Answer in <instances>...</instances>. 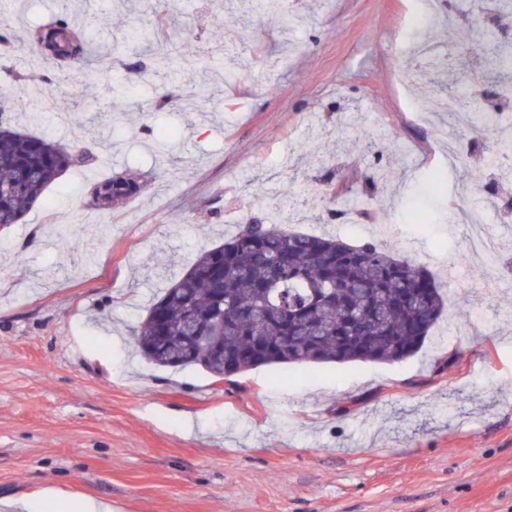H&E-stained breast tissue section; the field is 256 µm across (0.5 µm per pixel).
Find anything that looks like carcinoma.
Returning a JSON list of instances; mask_svg holds the SVG:
<instances>
[{"label": "carcinoma", "mask_w": 512, "mask_h": 512, "mask_svg": "<svg viewBox=\"0 0 512 512\" xmlns=\"http://www.w3.org/2000/svg\"><path fill=\"white\" fill-rule=\"evenodd\" d=\"M36 55L56 70L96 69L86 28L62 7L29 28ZM495 54L491 82L512 81V48L483 37ZM421 41L422 57L408 67L437 71L441 62ZM471 126L496 138L500 162L512 150L502 118L470 109ZM98 156L81 144L31 134L0 112V230L40 201L66 171L96 167ZM143 174L125 167L92 181L91 204L110 209L139 195ZM341 216L358 209L353 191L333 193ZM282 220L243 225L224 243L198 254L158 294L134 330L140 354L158 368L198 366L217 381L258 366L395 363L412 356L445 310L441 286L427 267L378 241L351 244L329 235L288 232ZM211 337L202 349L196 336Z\"/></svg>", "instance_id": "obj_1"}]
</instances>
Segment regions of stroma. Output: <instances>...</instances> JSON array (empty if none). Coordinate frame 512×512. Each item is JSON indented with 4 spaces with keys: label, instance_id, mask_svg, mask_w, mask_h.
I'll return each instance as SVG.
<instances>
[{
    "label": "stroma",
    "instance_id": "1",
    "mask_svg": "<svg viewBox=\"0 0 512 512\" xmlns=\"http://www.w3.org/2000/svg\"><path fill=\"white\" fill-rule=\"evenodd\" d=\"M289 26L242 27L225 0H74L105 73L45 84L29 27L55 0H0L11 44L0 98L30 132L110 139L96 176L127 166L145 191L96 209L68 170L0 232V507L67 512H512V222L474 194L492 142L432 110L434 91L398 86L422 26L417 0H285ZM111 19L104 28L93 18ZM135 28L156 29L172 71L185 40L207 104L126 64ZM449 88L487 54L466 20L435 28ZM41 84V99L22 87ZM127 118L104 126L110 104ZM317 155H306L311 144ZM363 214L335 220L318 188L364 189ZM289 230L387 243L426 266L447 310L395 364L262 366L234 383L200 368L160 369L131 329L167 279L252 218ZM455 264L459 276L444 271Z\"/></svg>",
    "mask_w": 512,
    "mask_h": 512
}]
</instances>
